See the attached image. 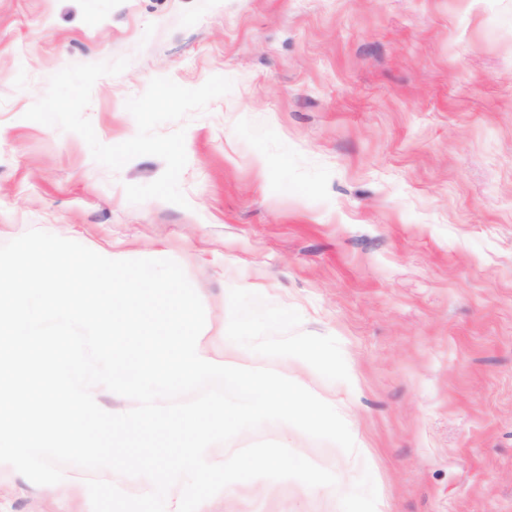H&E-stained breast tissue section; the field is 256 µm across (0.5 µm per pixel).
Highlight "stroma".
Listing matches in <instances>:
<instances>
[{"label": "stroma", "mask_w": 512, "mask_h": 512, "mask_svg": "<svg viewBox=\"0 0 512 512\" xmlns=\"http://www.w3.org/2000/svg\"><path fill=\"white\" fill-rule=\"evenodd\" d=\"M122 57L85 110L106 145L152 78L233 82L185 121L188 207L128 202L162 159L113 172L24 117ZM31 229L175 260L211 355L347 423L352 454L282 423L224 446L280 442L337 486L237 482L204 512H512V0H0V244ZM0 512L92 509L5 473Z\"/></svg>", "instance_id": "obj_1"}]
</instances>
